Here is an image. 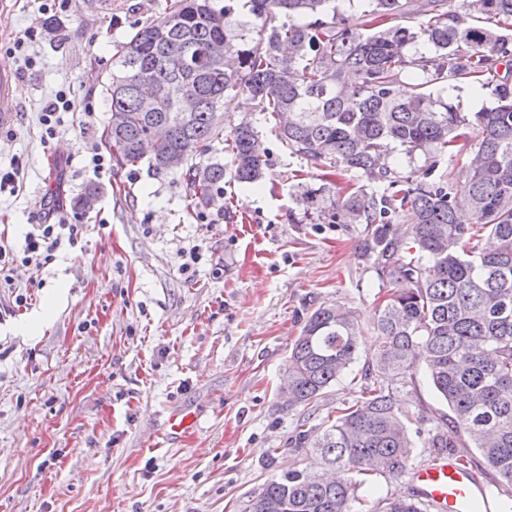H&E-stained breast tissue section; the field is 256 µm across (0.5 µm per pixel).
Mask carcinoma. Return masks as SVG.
Listing matches in <instances>:
<instances>
[{"label":"carcinoma","instance_id":"carcinoma-1","mask_svg":"<svg viewBox=\"0 0 512 512\" xmlns=\"http://www.w3.org/2000/svg\"><path fill=\"white\" fill-rule=\"evenodd\" d=\"M363 2L357 17L347 10L354 0H224L221 9L166 0L112 62L107 144L120 165L146 159L158 173H180L197 205L224 194L226 182L260 181L268 149L253 122L228 134L212 122L226 94L245 95L291 154L360 181L334 194L306 187L294 200L323 224L367 225L362 252L391 284L376 307L381 343L361 397L295 437L315 470L271 477L242 512H427L413 498L360 493L412 459L394 390L419 362L456 431L512 485V0H471L472 14L452 0ZM418 42L432 53L411 52ZM464 87L489 92L494 105L465 112L435 94ZM158 123L169 138L146 157L140 142ZM469 130L474 148L450 178L435 157ZM221 139L227 163L205 161ZM397 151L431 162L399 176L389 165ZM405 209L413 223L403 233ZM359 331L348 307L312 312L280 386L288 410L351 370ZM426 443L438 455L451 447L446 430Z\"/></svg>","mask_w":512,"mask_h":512}]
</instances>
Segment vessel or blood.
<instances>
[{
	"mask_svg": "<svg viewBox=\"0 0 512 512\" xmlns=\"http://www.w3.org/2000/svg\"><path fill=\"white\" fill-rule=\"evenodd\" d=\"M13 84V75L1 71L0 125L10 124L15 118ZM412 480L420 499L433 512H469L470 502L479 491L472 470L452 456L414 470Z\"/></svg>",
	"mask_w": 512,
	"mask_h": 512,
	"instance_id": "vessel-or-blood-1",
	"label": "vessel or blood"
}]
</instances>
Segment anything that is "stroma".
<instances>
[{
	"label": "stroma",
	"mask_w": 512,
	"mask_h": 512,
	"mask_svg": "<svg viewBox=\"0 0 512 512\" xmlns=\"http://www.w3.org/2000/svg\"><path fill=\"white\" fill-rule=\"evenodd\" d=\"M165 5L68 0L57 33L38 0L0 10L18 105L0 127V170L18 176L0 194V239L22 244L48 218L84 227L77 245L17 266L0 287V512H241L273 470L305 467L295 435L357 400L379 343L372 315L386 282L360 252L364 225L316 223L291 197L345 175L270 138L260 189L234 183L197 206L180 174L109 159L113 57ZM61 90L75 109L46 141L41 115ZM96 151L108 161L92 174ZM193 248L199 261L183 271ZM336 304L359 317L351 373L316 403L282 409L295 340L312 311ZM396 397L412 465H427L421 433L448 421V406L421 363ZM181 409L195 425L173 438L164 425Z\"/></svg>",
	"instance_id": "stroma-1"
}]
</instances>
